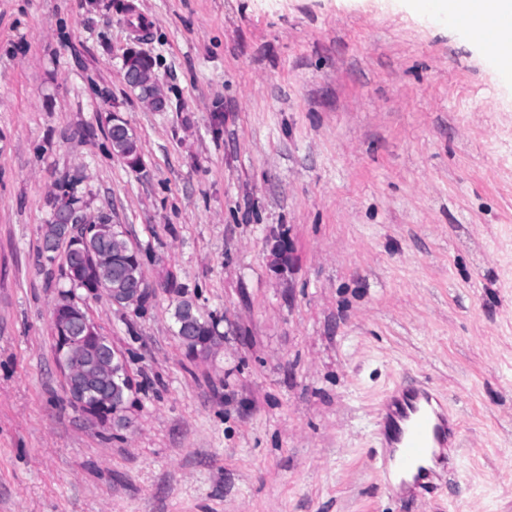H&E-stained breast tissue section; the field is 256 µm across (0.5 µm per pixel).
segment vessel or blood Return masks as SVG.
<instances>
[{
    "instance_id": "obj_1",
    "label": "vessel or blood",
    "mask_w": 512,
    "mask_h": 512,
    "mask_svg": "<svg viewBox=\"0 0 512 512\" xmlns=\"http://www.w3.org/2000/svg\"><path fill=\"white\" fill-rule=\"evenodd\" d=\"M383 475L406 476L420 469L436 449L453 447L458 424L446 413L439 398L425 383L395 388L381 409Z\"/></svg>"
}]
</instances>
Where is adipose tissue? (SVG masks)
I'll use <instances>...</instances> for the list:
<instances>
[{
	"mask_svg": "<svg viewBox=\"0 0 512 512\" xmlns=\"http://www.w3.org/2000/svg\"><path fill=\"white\" fill-rule=\"evenodd\" d=\"M409 7L415 13L452 25L463 17L478 18L484 27V36L477 39V46L499 72L512 77V55L502 54L494 46L496 35L512 24V0H410Z\"/></svg>",
	"mask_w": 512,
	"mask_h": 512,
	"instance_id": "ef3b65f1",
	"label": "adipose tissue"
}]
</instances>
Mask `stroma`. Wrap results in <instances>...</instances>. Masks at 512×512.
Wrapping results in <instances>:
<instances>
[{
  "label": "stroma",
  "instance_id": "1",
  "mask_svg": "<svg viewBox=\"0 0 512 512\" xmlns=\"http://www.w3.org/2000/svg\"><path fill=\"white\" fill-rule=\"evenodd\" d=\"M75 172L150 287L137 312L76 293L125 357L122 430L70 404L56 354L69 284L41 248ZM184 299L223 335L208 357ZM414 380L460 443L406 496L379 412ZM0 512H512V84L403 0H0ZM137 52V51H136ZM133 64V77L127 82L128 86L138 92L139 98L149 106H157L164 102L168 106V97L158 84L152 60L137 52ZM108 129V136L111 142L112 151L117 156L125 159L130 167L136 169L140 165L138 140L127 125L122 129H113L112 126H120L124 119L118 113H109L105 117ZM133 160V161H131ZM173 316L177 327V336L186 345V352L187 349L204 346L211 351L212 347L216 345L217 336L222 337L217 324L203 318L190 300H181L176 305ZM184 327H188L189 333L183 332Z\"/></svg>",
  "mask_w": 512,
  "mask_h": 512
}]
</instances>
